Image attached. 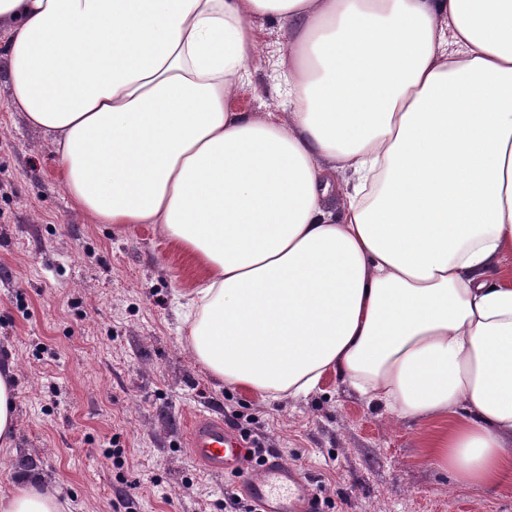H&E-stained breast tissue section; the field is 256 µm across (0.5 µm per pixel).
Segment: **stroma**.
<instances>
[{
    "label": "stroma",
    "mask_w": 512,
    "mask_h": 512,
    "mask_svg": "<svg viewBox=\"0 0 512 512\" xmlns=\"http://www.w3.org/2000/svg\"><path fill=\"white\" fill-rule=\"evenodd\" d=\"M233 97L276 105L277 18ZM0 30V364L16 372L15 433L0 494L35 479L67 512H225L234 478L189 453L191 415L223 417L301 468L328 512H512V480L475 485L426 452L440 423L398 419L325 378L268 403L216 381L182 338L196 262L155 224L96 223L73 206L56 138L10 109ZM136 485L125 498L127 485Z\"/></svg>",
    "instance_id": "obj_1"
}]
</instances>
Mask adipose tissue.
<instances>
[{
	"instance_id": "1",
	"label": "adipose tissue",
	"mask_w": 512,
	"mask_h": 512,
	"mask_svg": "<svg viewBox=\"0 0 512 512\" xmlns=\"http://www.w3.org/2000/svg\"><path fill=\"white\" fill-rule=\"evenodd\" d=\"M267 16L288 109L237 112ZM1 27L74 206L201 267L185 339L214 377L461 408L438 467L512 475V0H0ZM0 512L63 506L31 480Z\"/></svg>"
}]
</instances>
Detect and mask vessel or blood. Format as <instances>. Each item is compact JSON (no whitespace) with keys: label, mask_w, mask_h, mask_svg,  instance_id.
<instances>
[{"label":"vessel or blood","mask_w":512,"mask_h":512,"mask_svg":"<svg viewBox=\"0 0 512 512\" xmlns=\"http://www.w3.org/2000/svg\"><path fill=\"white\" fill-rule=\"evenodd\" d=\"M187 447L212 471L240 478L242 491L259 512H325L322 498L298 466L276 451L268 452L263 464L252 465L246 442L226 427L223 418H193Z\"/></svg>","instance_id":"obj_1"}]
</instances>
